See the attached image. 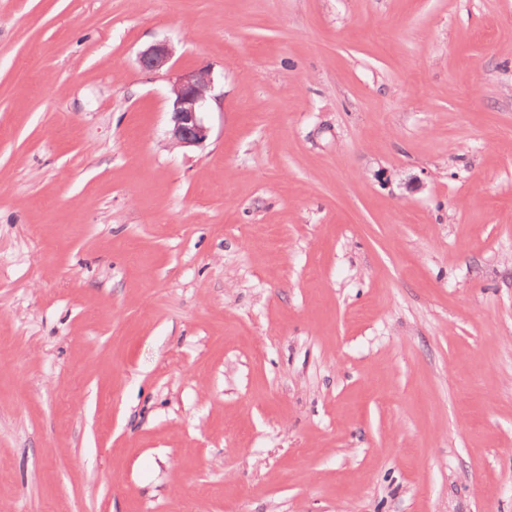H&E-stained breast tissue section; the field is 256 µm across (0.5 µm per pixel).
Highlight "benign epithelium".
Returning a JSON list of instances; mask_svg holds the SVG:
<instances>
[{
    "label": "benign epithelium",
    "mask_w": 512,
    "mask_h": 512,
    "mask_svg": "<svg viewBox=\"0 0 512 512\" xmlns=\"http://www.w3.org/2000/svg\"><path fill=\"white\" fill-rule=\"evenodd\" d=\"M173 49L166 43L152 45L141 52L138 62L142 69L159 73L172 69ZM213 84L211 72L197 68L178 73L171 84L169 113L170 140L180 147H195L209 136L203 114L207 110Z\"/></svg>",
    "instance_id": "benign-epithelium-1"
}]
</instances>
